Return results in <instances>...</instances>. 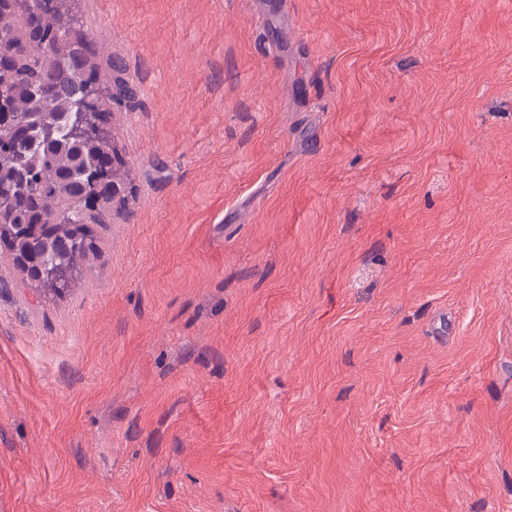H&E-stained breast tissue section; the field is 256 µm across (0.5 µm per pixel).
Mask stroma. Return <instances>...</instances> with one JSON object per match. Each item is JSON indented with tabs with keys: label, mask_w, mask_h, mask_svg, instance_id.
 Wrapping results in <instances>:
<instances>
[{
	"label": "stroma",
	"mask_w": 512,
	"mask_h": 512,
	"mask_svg": "<svg viewBox=\"0 0 512 512\" xmlns=\"http://www.w3.org/2000/svg\"><path fill=\"white\" fill-rule=\"evenodd\" d=\"M82 6L131 194L0 248V512H512V0Z\"/></svg>",
	"instance_id": "35a3bbf8"
}]
</instances>
